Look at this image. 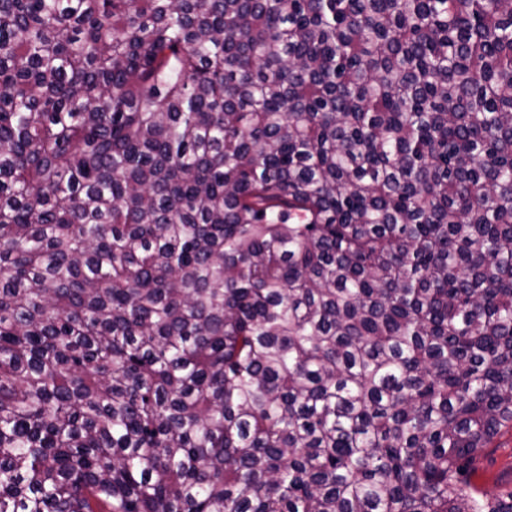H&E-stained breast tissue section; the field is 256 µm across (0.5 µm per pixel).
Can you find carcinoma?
<instances>
[{
  "instance_id": "1",
  "label": "carcinoma",
  "mask_w": 512,
  "mask_h": 512,
  "mask_svg": "<svg viewBox=\"0 0 512 512\" xmlns=\"http://www.w3.org/2000/svg\"><path fill=\"white\" fill-rule=\"evenodd\" d=\"M512 0H0V512H512ZM469 479L479 493L508 500L512 495V429L504 428L490 448L470 466Z\"/></svg>"
}]
</instances>
